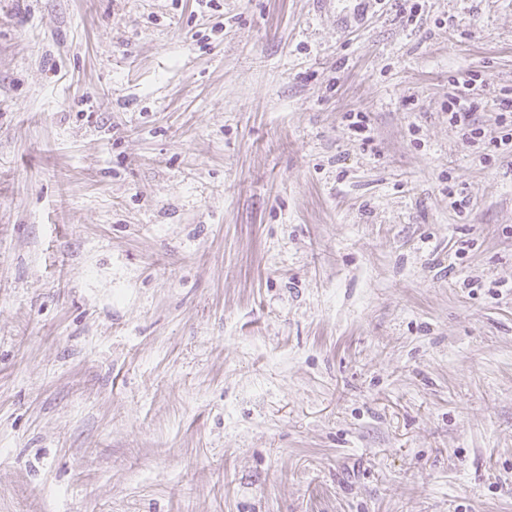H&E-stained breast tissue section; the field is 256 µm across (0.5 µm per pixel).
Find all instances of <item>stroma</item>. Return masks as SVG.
<instances>
[{
  "label": "stroma",
  "instance_id": "stroma-1",
  "mask_svg": "<svg viewBox=\"0 0 512 512\" xmlns=\"http://www.w3.org/2000/svg\"><path fill=\"white\" fill-rule=\"evenodd\" d=\"M418 3L0 0V512H512V0ZM466 77L467 75L452 80L454 89L448 97V115L451 123L465 131L463 136L470 135L469 138L467 136V139H475L477 128L473 127V114L480 109L482 100L469 93V87L475 81L473 77L476 76L473 74L468 76V79Z\"/></svg>",
  "mask_w": 512,
  "mask_h": 512
}]
</instances>
